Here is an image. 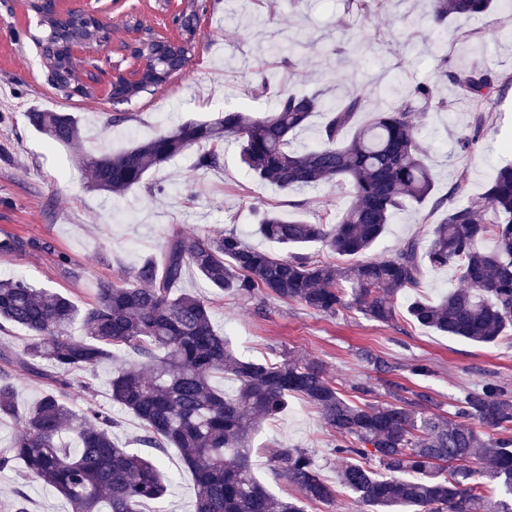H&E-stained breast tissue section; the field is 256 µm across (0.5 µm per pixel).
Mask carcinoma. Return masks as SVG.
<instances>
[{
	"label": "carcinoma",
	"instance_id": "obj_1",
	"mask_svg": "<svg viewBox=\"0 0 512 512\" xmlns=\"http://www.w3.org/2000/svg\"><path fill=\"white\" fill-rule=\"evenodd\" d=\"M29 2L44 29L42 63L51 79L70 98L91 95L70 47L95 42L100 22L83 17L63 24L41 0ZM511 8L512 0H429L428 16L433 29L445 34L450 18ZM181 28L185 35L177 41H139L149 63L135 79L118 80L112 99L129 102L179 73L194 49V20L184 18ZM442 76L475 110L470 132L456 141L457 152L467 155L481 137L483 107L501 97L512 79L481 57ZM431 103V88L417 84L401 102H387L359 123L364 99L358 92L335 105L321 92L279 87L273 109L262 117L228 112L161 131L119 153L82 158L92 189L121 194L195 145L206 147L198 167L218 168L224 142L233 139L256 179L311 190L341 181L352 202L336 221L319 224L271 209L260 212L258 232L294 249L287 257L254 248L234 231L175 236L160 258L145 259L120 283L102 285L82 309L60 292L0 277V331L20 327L29 335L21 351L0 350V418L22 423L11 439V455L0 454V469L22 464L66 500L69 512H142L144 502L160 500L167 491L160 455L169 448L180 450L193 474L195 512H305L307 503L333 501L338 488L355 495L366 512H512L511 388L488 379L463 391L450 417L434 412L437 403L429 393L408 397L394 382L388 399L376 402L368 400L370 386L359 383L353 402L314 362L287 356L267 365L242 358L214 329L208 301L175 293L191 266L230 296L267 294L325 316L354 308L386 324L394 319L398 295L418 286L423 265L452 266L463 286L437 301L411 299L408 314L442 334L495 342L512 326V164L498 168L479 197L470 195L462 175L448 194L432 200L435 182L419 137ZM316 112L326 116L320 142L300 151L293 140ZM26 117L62 146L81 138L79 121L68 113L36 110ZM430 200L433 208L446 203L448 210L432 228L425 254L409 241L385 258L359 259L404 206ZM311 244L342 261L314 258L304 252ZM117 349L133 355L135 363L112 375L110 398L139 419L137 443L154 450L150 455L118 441V421L105 409L90 403L77 412L66 402L71 375L112 363ZM358 359L379 373L396 370L368 349ZM218 376L234 382L233 393L214 384ZM22 379L48 387L23 414L16 406ZM291 395L315 406L340 435L334 452L343 465L335 488L321 479L309 452L281 448L269 463L299 496L277 498L252 472L251 439Z\"/></svg>",
	"mask_w": 512,
	"mask_h": 512
}]
</instances>
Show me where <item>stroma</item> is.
Masks as SVG:
<instances>
[{
  "instance_id": "1",
  "label": "stroma",
  "mask_w": 512,
  "mask_h": 512,
  "mask_svg": "<svg viewBox=\"0 0 512 512\" xmlns=\"http://www.w3.org/2000/svg\"><path fill=\"white\" fill-rule=\"evenodd\" d=\"M197 2L196 46L186 70L164 89L121 106L113 105L101 85L90 98H65L40 62L35 39L42 30L27 0L0 5V239L35 243L20 254L0 253V274L54 289L82 307L93 301L102 284L120 281L144 257L160 255L173 235L232 230L251 246L273 251L276 243L256 230V207L311 223L345 209L352 201L348 186L283 190L260 182L247 173L233 144L225 145L220 168H196L198 151L192 148L111 197L91 190L81 175V155L117 152L172 126L209 122L227 111L263 115L274 100L272 94L257 92L264 76L297 93L322 91L334 101L360 91L370 112L383 107L393 78L428 84L437 105L427 113L420 137L430 149L437 195L447 193L462 173L468 176L471 194H481L495 168L512 161V90L489 109L476 150L460 156L454 140L470 124L473 110L440 76L442 65L463 67L478 56L512 73V13L453 20L443 37L430 28L418 0H391L387 11L371 19L360 16L351 0H282L274 9L268 0ZM187 6L188 0H101L112 35L99 55L131 69L121 49L131 38L125 21L137 17L175 40L182 29L173 18ZM33 109L76 116L80 143H51L29 125L25 114ZM116 112L123 114V122L106 126L108 115ZM439 218L431 205L407 207L389 224L372 256L390 255L412 239L427 245ZM41 242L50 243L51 251L38 250ZM61 254L69 258L74 275L61 272ZM180 287L209 301L214 327L245 359L276 363L287 351L318 362L347 396L354 383L366 381L376 397H385L391 380L412 392H429L439 403V414L447 416L464 390L484 380L512 386V330L492 344L445 336L412 320L404 294L396 301L394 321L384 325L355 310L324 316L270 296L259 306L210 287L192 268L186 269ZM361 348L392 359L397 371L387 379L366 369L356 357ZM421 361L430 365L429 376L412 374V365ZM131 362V355L120 352L111 366L76 373L69 391L71 407L80 410L92 400L111 407L110 371ZM335 443L320 412L301 397H289L287 409L252 437L253 472L273 495L294 496V488L271 469L268 458L278 448H305L322 478L336 484ZM163 469L170 487L146 512H194L193 477L178 449H168ZM19 490L28 496L29 512H64L61 498L17 468L0 472V512H10Z\"/></svg>"
}]
</instances>
